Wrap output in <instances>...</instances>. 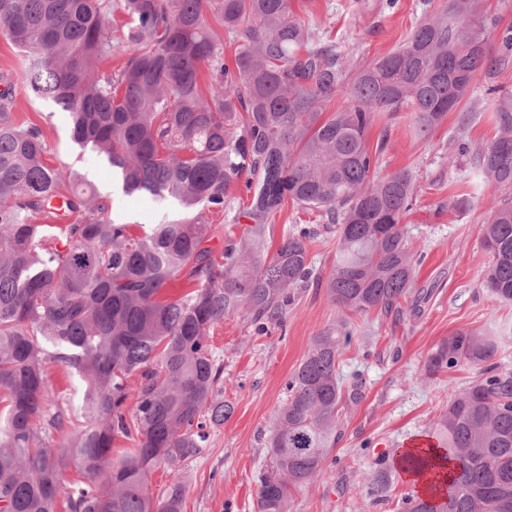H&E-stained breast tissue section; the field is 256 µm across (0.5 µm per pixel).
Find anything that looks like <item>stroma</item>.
I'll return each mask as SVG.
<instances>
[{
  "instance_id": "obj_1",
  "label": "stroma",
  "mask_w": 512,
  "mask_h": 512,
  "mask_svg": "<svg viewBox=\"0 0 512 512\" xmlns=\"http://www.w3.org/2000/svg\"><path fill=\"white\" fill-rule=\"evenodd\" d=\"M444 0H296L315 18L321 41L336 42L340 51L360 63L387 54L405 40L428 6ZM23 60L0 35V90L12 88L18 116L38 125L56 163L79 170L101 197L111 202L115 219L133 223L134 233L162 215L181 217L175 202L154 206L147 199L122 195L111 167L93 160L72 138L68 112L50 100L28 98L22 80ZM472 99L480 106L467 129L451 112L429 138L413 135L410 113L382 115L369 132L370 141L386 136L381 173L409 168L416 176V202L404 220L414 248L425 258L416 269L415 286L402 303L401 316L373 311L362 316L342 313L323 288L297 289L284 328L254 335L247 319L225 318L214 329L213 345L224 366L222 388L234 412L214 429L204 453L184 470V512H255L256 475L265 462L266 440L276 410L285 397L284 384L306 355L315 334L340 330L344 347L341 371L346 385L359 386L358 398L340 410L341 439L321 473L306 487L294 490L288 512H397L412 484L397 475L387 501L360 496L379 449L401 447L432 431L453 393L477 379L480 369L467 364L435 377L425 373L427 357L459 330L497 332V363L512 369V304L495 300L482 284L490 261L478 227L502 189L473 194L464 165L448 162V141L464 134L471 146L495 135L483 86ZM468 199L464 208L454 199Z\"/></svg>"
}]
</instances>
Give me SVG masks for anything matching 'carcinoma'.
Listing matches in <instances>:
<instances>
[{
  "label": "carcinoma",
  "instance_id": "obj_1",
  "mask_svg": "<svg viewBox=\"0 0 512 512\" xmlns=\"http://www.w3.org/2000/svg\"><path fill=\"white\" fill-rule=\"evenodd\" d=\"M116 11L130 23L114 42ZM219 28L236 42L231 64ZM0 31L23 56L27 90L68 111L74 142L112 166L123 194L184 212L134 234L84 175L51 162L12 89L0 92V512H183L180 469L233 412L219 395L211 329L243 314L268 336L313 279L344 313L401 305L422 256L402 224L416 178L379 174L385 139L368 141L377 114L410 112L425 138L459 112L463 130L477 110L465 101L484 83L498 135L478 149L461 135L453 156L472 155L475 188H512V91L497 85L512 66V25L484 0H446L396 50L359 65L315 39L291 0H0ZM117 50L125 62L102 67ZM243 190L247 227L219 261L204 246L210 215ZM56 199L64 222L36 221L53 216ZM287 202L317 223L293 225L272 252L268 223ZM479 231L491 254L486 288L512 302V200ZM326 232L336 233V259L316 279L310 246ZM57 237L66 250L49 245ZM184 272L191 288L164 297ZM497 352L493 334L459 330L429 355L430 377L483 368L438 416L436 452L393 453L429 479L398 512H512V370ZM340 355L341 337L324 329L286 380L257 512H288L291 490L336 447ZM49 362L81 378V418L50 389ZM121 439L136 447L117 452ZM161 465L173 481L156 499L149 477ZM70 467L78 478L66 486ZM398 472L379 458L365 496L382 497Z\"/></svg>",
  "mask_w": 512,
  "mask_h": 512
}]
</instances>
